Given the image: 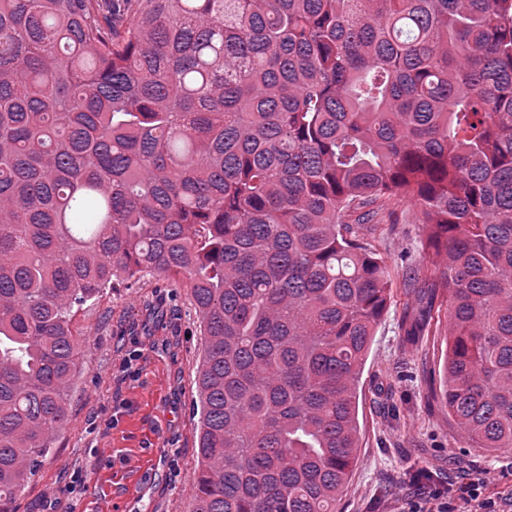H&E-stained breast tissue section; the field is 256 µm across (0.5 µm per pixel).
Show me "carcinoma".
I'll list each match as a JSON object with an SVG mask.
<instances>
[{
	"label": "carcinoma",
	"mask_w": 512,
	"mask_h": 512,
	"mask_svg": "<svg viewBox=\"0 0 512 512\" xmlns=\"http://www.w3.org/2000/svg\"><path fill=\"white\" fill-rule=\"evenodd\" d=\"M403 196L448 306L436 392L512 448V0H0V512L69 420L80 307L184 288L193 512H336Z\"/></svg>",
	"instance_id": "cac0c4a2"
}]
</instances>
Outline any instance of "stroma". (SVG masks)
Returning a JSON list of instances; mask_svg holds the SVG:
<instances>
[{"label":"stroma","mask_w":512,"mask_h":512,"mask_svg":"<svg viewBox=\"0 0 512 512\" xmlns=\"http://www.w3.org/2000/svg\"><path fill=\"white\" fill-rule=\"evenodd\" d=\"M359 232L395 288L359 382L360 448L337 512H385L425 466L439 488L491 470L489 491L512 512V448H464L430 397L447 353L445 311H434L429 334L405 336L416 293L436 271L416 206L391 199ZM72 326L85 346L70 417L15 512H192L202 338L184 290L159 276L126 280L83 305Z\"/></svg>","instance_id":"1"}]
</instances>
